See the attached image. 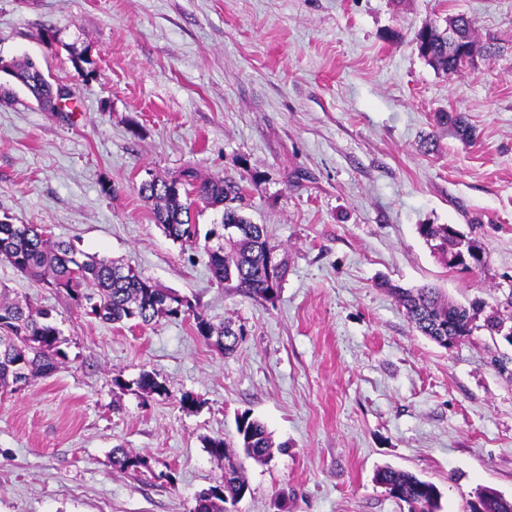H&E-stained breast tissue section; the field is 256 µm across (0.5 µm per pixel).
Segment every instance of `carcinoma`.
Here are the masks:
<instances>
[{
    "label": "carcinoma",
    "mask_w": 512,
    "mask_h": 512,
    "mask_svg": "<svg viewBox=\"0 0 512 512\" xmlns=\"http://www.w3.org/2000/svg\"><path fill=\"white\" fill-rule=\"evenodd\" d=\"M419 54L436 71L448 76L467 67L448 52V33L436 26H424L415 35ZM19 84L37 103L54 108L55 90L39 66L30 58L14 61ZM440 125L451 128L456 136L471 140L473 127L466 115L440 112ZM139 193L152 204L154 223L176 242L192 245L199 237L198 224L192 219L197 205L222 209L221 223L205 235L210 239L226 224L240 226L239 233L221 247L207 249L209 269L214 280L238 289L249 297L271 299L278 293L286 269L271 263L275 247L262 224H253L242 213L244 191L224 178H201L191 172L181 179H157L141 183ZM419 234L450 268L469 269L468 257L474 241L449 224H422ZM0 260L9 263L45 288L64 292L74 304L104 323L137 321L148 324L159 316L178 317L189 312L186 300L158 287L129 264L95 255L79 256L71 243L52 241L33 224H10L0 220ZM399 305L415 328L440 346L448 341L473 335L475 310L443 296L439 289H392ZM197 334L220 352L234 351L239 333L229 326L216 327L203 315L192 313ZM63 338L50 311L0 300V387H16L35 377L54 373L59 361L66 358ZM146 395H166L168 390L155 373L145 371L136 381ZM237 439L212 438L206 442L210 454L224 461V473L215 485L201 491L192 512H230L227 505L238 503L249 490L244 469L234 449L256 462L272 456L274 442L267 427L245 411L236 418ZM112 465L121 472H141L144 460L129 448L112 449ZM375 480L393 498L407 506L408 512H439L441 493L438 487L413 473L385 467ZM469 512H512V501L492 488H483L469 502Z\"/></svg>",
    "instance_id": "cac0c4a2"
}]
</instances>
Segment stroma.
Instances as JSON below:
<instances>
[{
	"mask_svg": "<svg viewBox=\"0 0 512 512\" xmlns=\"http://www.w3.org/2000/svg\"><path fill=\"white\" fill-rule=\"evenodd\" d=\"M458 14L505 49L449 77L413 37ZM25 56L71 98L0 105V219L131 264L242 335L224 355L192 315L105 324L0 261L67 353L0 391V512H191L224 469L206 439H235L245 411L278 448L244 460L236 512H407L385 465L435 483L441 512L484 486L512 499V375L491 363L512 345L479 330L442 348L388 291L487 314L512 296V0H0V57ZM450 111L472 141L436 124ZM188 170L243 188L286 267L273 300L219 285L203 247L154 224L141 182ZM421 224L454 225L484 265L447 268ZM145 371L167 395L142 397ZM118 446L144 473L113 468Z\"/></svg>",
	"mask_w": 512,
	"mask_h": 512,
	"instance_id": "stroma-1",
	"label": "stroma"
}]
</instances>
